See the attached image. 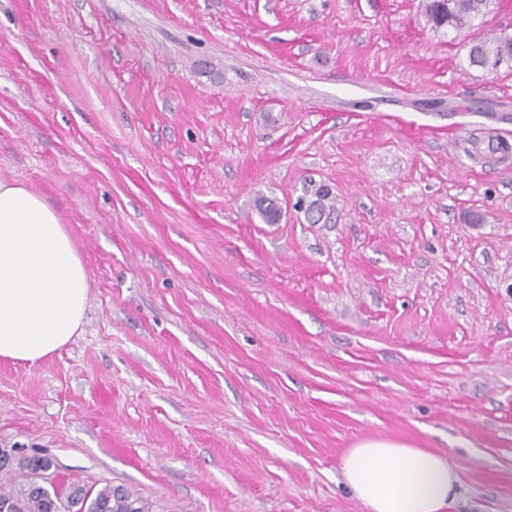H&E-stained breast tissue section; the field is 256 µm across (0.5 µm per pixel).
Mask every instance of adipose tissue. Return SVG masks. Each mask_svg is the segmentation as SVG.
Segmentation results:
<instances>
[{
    "mask_svg": "<svg viewBox=\"0 0 512 512\" xmlns=\"http://www.w3.org/2000/svg\"><path fill=\"white\" fill-rule=\"evenodd\" d=\"M87 302L86 270L59 214L0 178V359L50 355L81 327ZM340 470L367 512H446L459 481L447 454L387 438L347 449Z\"/></svg>",
    "mask_w": 512,
    "mask_h": 512,
    "instance_id": "adipose-tissue-1",
    "label": "adipose tissue"
}]
</instances>
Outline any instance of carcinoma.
I'll return each mask as SVG.
<instances>
[{"mask_svg": "<svg viewBox=\"0 0 512 512\" xmlns=\"http://www.w3.org/2000/svg\"><path fill=\"white\" fill-rule=\"evenodd\" d=\"M487 5L488 0H426L424 14L427 23L436 30L446 27L460 31L483 14ZM468 60L470 66L487 71H496L503 65L512 67V36L473 44ZM310 193L307 219L318 224L334 210L335 199L324 185L312 188ZM258 208L266 223L279 221L281 211L274 201L261 198ZM42 467L43 458L26 459V482L8 490L0 488V512H148L145 503L123 485H106L95 491L71 483L51 495L44 493L36 486V475Z\"/></svg>", "mask_w": 512, "mask_h": 512, "instance_id": "obj_1", "label": "carcinoma"}]
</instances>
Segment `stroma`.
Listing matches in <instances>:
<instances>
[{"label": "stroma", "instance_id": "1", "mask_svg": "<svg viewBox=\"0 0 512 512\" xmlns=\"http://www.w3.org/2000/svg\"><path fill=\"white\" fill-rule=\"evenodd\" d=\"M500 35L512 0H0V177L88 277L76 336L0 360V449L149 512H366L340 458L385 437L512 512V68L467 62ZM487 5V0H427L424 14L435 30L446 27L460 31L483 15ZM310 193L313 199L305 213L310 223L318 224L334 210L335 199L330 190L324 185L312 188Z\"/></svg>", "mask_w": 512, "mask_h": 512}]
</instances>
